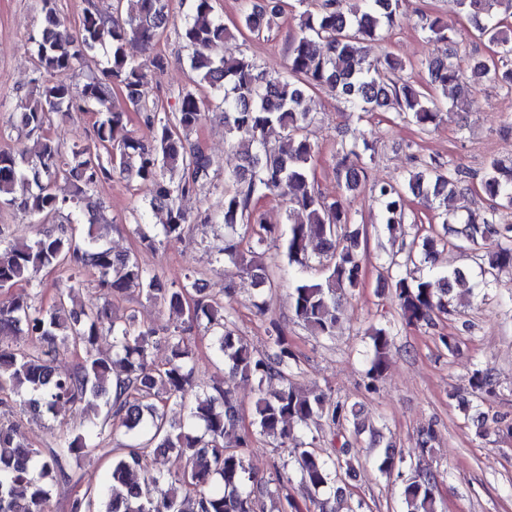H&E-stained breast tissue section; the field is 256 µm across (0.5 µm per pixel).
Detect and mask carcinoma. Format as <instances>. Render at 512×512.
Listing matches in <instances>:
<instances>
[{"label":"carcinoma","mask_w":512,"mask_h":512,"mask_svg":"<svg viewBox=\"0 0 512 512\" xmlns=\"http://www.w3.org/2000/svg\"><path fill=\"white\" fill-rule=\"evenodd\" d=\"M126 16L104 13L90 3L81 25L68 32L53 0H42V27L34 39L38 93L16 113L21 129L34 137L33 146L0 150V208H17L47 228L30 243H14L0 233V335L25 326L37 342L34 348L0 345V405L19 406L21 414H65L82 403L100 400L102 419L81 434L62 437L54 448H34L20 434L21 420L0 422V512H48L52 488L70 481L71 462L91 456L102 435L122 433L127 443L112 458L110 493L89 490L70 498L67 512H257L263 500L277 512L295 508L288 495L292 483L310 493L331 490L339 496L338 472L352 469L349 444L338 457L324 458L300 441L301 427L317 417L329 428L360 434L359 411L342 402L326 404L323 393L303 390L292 381L297 356L288 340L276 333L267 351L256 355L236 330L230 307L205 292L193 273L169 281L164 272L148 270L127 254H116L95 227L106 221L103 209L93 202L91 191L114 175L138 179L153 186L149 205L166 210V223L150 235L135 222L141 242L155 245L157 238L178 242L196 224L224 225V263L239 266L262 291L272 274L264 263L243 262L238 228L251 231L252 248L262 249L276 228L267 224L258 206L261 194L285 200L287 229L279 234L288 264L301 269L317 262L324 267L316 281L298 278L291 292L294 316L315 336L333 335L341 311V297L358 285L365 263L362 232L349 230L354 218L340 198L331 201L314 187L312 163L317 148L308 136L312 117L305 107L308 91L327 88L361 114L395 112L425 130L437 125L438 104L403 77L404 62L391 55L370 60L363 44L378 38L392 26L402 0H361L350 15L340 10V0H319L312 10L299 15L283 70L264 71L256 61L222 55L229 36L224 19L216 14L213 0H190L178 37L189 51L188 61L199 81L223 95L225 134L239 152V165L224 180L210 154L191 133L203 121L208 105L194 93L185 92L178 111L159 112L148 101L146 88L151 73L166 67L156 55L150 67L131 60L125 46L136 39L150 47L167 29V0H116ZM492 47V58L472 67L474 76L512 87V0H449ZM282 14L279 0H249L239 28L260 36L271 32ZM422 29L437 42L453 41L454 35L439 18H427ZM106 51L107 67L77 87L69 74L97 50ZM425 68L430 83L464 101L474 93L459 64L447 55L430 59ZM121 89L129 104L144 113L152 129L149 140L126 137L114 143L125 113L111 107L114 89ZM95 110L99 119L92 127L90 143L66 152L51 133L53 116ZM279 128L288 139L286 151L270 147L267 132ZM374 148L368 140L342 146L336 164L339 186L357 191L367 179V160ZM472 175L460 168L443 169L437 162L424 165L402 185H373L380 203V223L390 232L406 234L405 193L426 203L443 202L448 195L470 190ZM482 192L494 203L512 206V161L494 159L480 177ZM223 190L224 205L215 213L190 217L177 204L188 194ZM74 217L55 223L64 211ZM295 213L303 215L292 220ZM460 246L476 248L487 243L491 250L481 256V272L512 269V224L498 220L496 209L484 216H468L450 229ZM437 241L413 237L403 243L405 272L392 278L391 287L402 315L409 323H430L437 312H448L454 288L466 285V274L425 273L416 265L430 259ZM97 273L99 300L78 301L76 287L58 294L47 306L38 301L41 291L34 275L68 272L76 280L85 270ZM156 299L185 322L160 334L138 322L133 314L118 317L113 299L131 292ZM200 327L213 338L214 352L234 373L258 382L253 424L263 435L280 443H292L294 467L275 466V487L256 479L245 460L251 436L237 433L239 405L231 391L219 384L197 395L189 407L188 422L171 423L167 408L182 405L195 384V352L189 331ZM112 335L113 356L96 353L102 330ZM367 377L375 381L387 369L391 331L373 327L369 333ZM163 345L167 360L158 365L154 350ZM82 356L73 368L59 374L57 357L69 348ZM478 395L493 392L492 375L475 369L469 377ZM236 435V447H224V438ZM176 452L185 458L183 470L167 479L148 473L150 453ZM394 450L378 460V471L400 481V512H438L436 476L426 463L407 471Z\"/></svg>","instance_id":"carcinoma-1"}]
</instances>
